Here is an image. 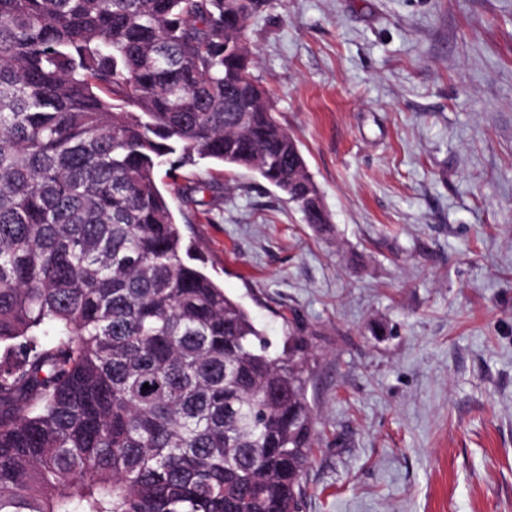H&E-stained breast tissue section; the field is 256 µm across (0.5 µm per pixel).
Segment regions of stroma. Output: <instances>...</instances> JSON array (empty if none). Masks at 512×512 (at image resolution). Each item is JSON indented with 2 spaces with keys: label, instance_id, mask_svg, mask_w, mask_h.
<instances>
[{
  "label": "stroma",
  "instance_id": "obj_1",
  "mask_svg": "<svg viewBox=\"0 0 512 512\" xmlns=\"http://www.w3.org/2000/svg\"><path fill=\"white\" fill-rule=\"evenodd\" d=\"M248 41L329 231L244 169L157 182L225 292L306 342L301 512H512V0H274Z\"/></svg>",
  "mask_w": 512,
  "mask_h": 512
}]
</instances>
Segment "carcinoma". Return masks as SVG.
Wrapping results in <instances>:
<instances>
[{
	"mask_svg": "<svg viewBox=\"0 0 512 512\" xmlns=\"http://www.w3.org/2000/svg\"><path fill=\"white\" fill-rule=\"evenodd\" d=\"M269 4L0 0V512H299L305 342L273 349L156 179L249 169L330 224L251 74Z\"/></svg>",
	"mask_w": 512,
	"mask_h": 512,
	"instance_id": "carcinoma-1",
	"label": "carcinoma"
}]
</instances>
